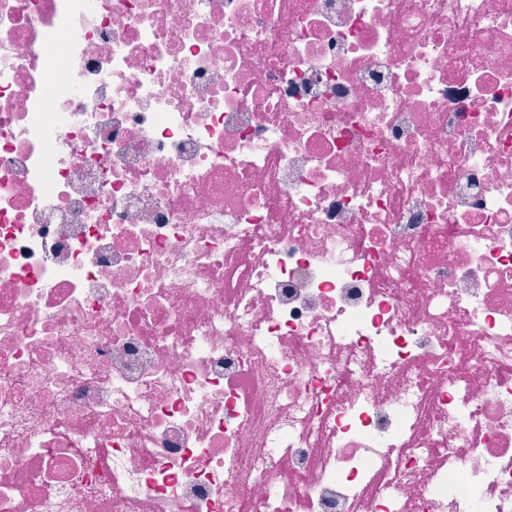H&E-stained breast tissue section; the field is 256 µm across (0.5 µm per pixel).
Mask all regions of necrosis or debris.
<instances>
[{"instance_id":"obj_1","label":"necrosis or debris","mask_w":512,"mask_h":512,"mask_svg":"<svg viewBox=\"0 0 512 512\" xmlns=\"http://www.w3.org/2000/svg\"><path fill=\"white\" fill-rule=\"evenodd\" d=\"M0 512H512V0H0Z\"/></svg>"}]
</instances>
